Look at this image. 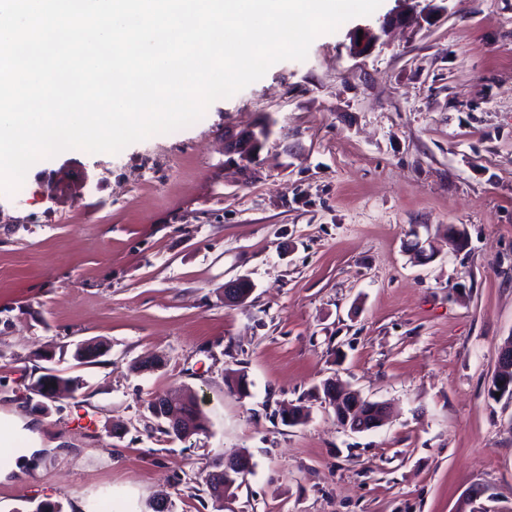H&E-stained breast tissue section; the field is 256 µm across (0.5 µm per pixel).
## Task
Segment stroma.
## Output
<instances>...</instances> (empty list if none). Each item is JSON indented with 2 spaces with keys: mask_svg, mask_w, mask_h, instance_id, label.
<instances>
[{
  "mask_svg": "<svg viewBox=\"0 0 512 512\" xmlns=\"http://www.w3.org/2000/svg\"><path fill=\"white\" fill-rule=\"evenodd\" d=\"M265 123L233 164L227 138ZM239 278L252 293L225 305ZM510 339L512 0H382L197 122L41 159L0 193V413L47 447L0 481V512H121L128 492L214 512L202 478L237 453L226 512H512V401L488 393ZM46 374L82 386L33 395ZM331 378L386 423L343 430ZM178 389L209 419L186 441L149 410ZM269 135L270 129L262 127L257 132H251L245 138L235 142L230 147V152L238 154L240 162L244 165V163H247L255 157V154L269 138Z\"/></svg>",
  "mask_w": 512,
  "mask_h": 512,
  "instance_id": "obj_1",
  "label": "stroma"
}]
</instances>
